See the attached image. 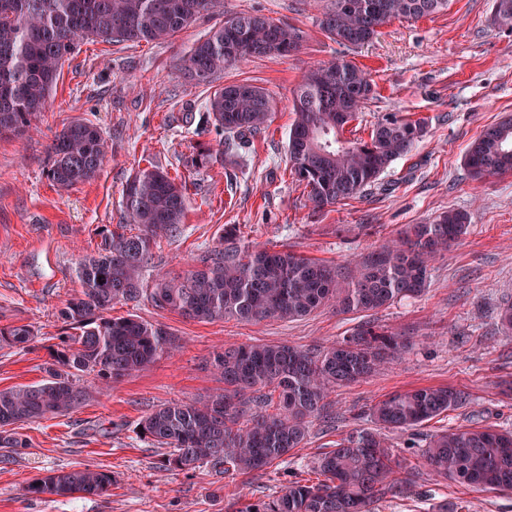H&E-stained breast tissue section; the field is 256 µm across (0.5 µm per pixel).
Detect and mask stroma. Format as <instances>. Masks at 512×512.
<instances>
[{
	"label": "stroma",
	"instance_id": "1",
	"mask_svg": "<svg viewBox=\"0 0 512 512\" xmlns=\"http://www.w3.org/2000/svg\"><path fill=\"white\" fill-rule=\"evenodd\" d=\"M327 0H224L223 15L205 16L162 43L85 42L65 60L47 107L20 136L0 137V327L27 325L24 349L0 347V390L45 379L65 324L61 311L80 289V259L100 247L123 215V190L141 168L156 165L182 180L186 211L176 237L153 250L145 280L181 274L198 254L236 225L241 245L287 248L341 267L396 238L409 224H428L449 210L470 216L466 235L438 254L424 293L376 311L339 313L325 307L304 318L245 323L198 322L160 310L148 299L118 303L112 316L134 315L164 326L179 350L116 382L91 374L75 412L24 424L29 446L0 461V512H237L245 503L308 477L325 447L357 428L385 396L450 386L464 395L457 409L418 427L390 433L394 453L417 472L425 493L408 502L389 498L376 512H430L445 500L460 512H512V492L481 490L425 474L418 445L464 426L512 429V333L499 312L512 302V174L473 179L465 165L481 131L512 114V25L495 16L496 0H450L447 10L383 25L372 42L345 48L318 19ZM235 13L287 21L306 33L288 57L251 58L225 69L214 85L179 71L197 40ZM345 59L368 72L373 98L345 127L346 138L369 139L373 124L394 112L422 119L426 133L394 161L377 184L345 202L314 209L286 153L293 92L316 65ZM248 82L275 101L268 126L240 158L200 162L197 136L182 120L220 88ZM77 119L98 125L109 145L97 177L64 190L47 175V147ZM369 321L401 336L405 353L367 379L331 395L336 420L314 419L306 441L287 463L265 474L218 475L203 466L185 474L164 469L163 449L139 435L151 410L194 402L222 388L211 362L224 347L288 342L324 348ZM111 472L108 494L26 496L27 482L54 469Z\"/></svg>",
	"mask_w": 512,
	"mask_h": 512
}]
</instances>
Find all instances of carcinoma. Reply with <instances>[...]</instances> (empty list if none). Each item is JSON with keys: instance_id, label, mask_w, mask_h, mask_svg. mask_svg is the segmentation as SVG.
Here are the masks:
<instances>
[{"instance_id": "obj_1", "label": "carcinoma", "mask_w": 512, "mask_h": 512, "mask_svg": "<svg viewBox=\"0 0 512 512\" xmlns=\"http://www.w3.org/2000/svg\"><path fill=\"white\" fill-rule=\"evenodd\" d=\"M222 6L221 0H0V135H21L46 108L62 62L81 41L141 43L166 40ZM448 8V0H330L320 28L336 43L370 42L384 24L416 20ZM304 31L288 22L241 13L197 41L181 69L210 85L224 69L248 58L286 57L300 49ZM211 95L205 109L186 113L199 134H214L219 152L236 154L264 128L275 103L264 89L235 83ZM370 75L338 58L313 68L293 93L287 152L291 169L316 208L335 205L374 185L425 131L421 120L394 114L373 125L370 139L347 140L345 126L373 97ZM106 156V140L90 121H76L55 135L48 149V176L61 188L94 180ZM471 176L512 173V117L485 128L469 145ZM186 209L183 185L158 167L141 169L124 192V223L104 237L97 253L77 267L79 294L62 311L75 333L60 337L62 350L45 368L48 378L0 390V457L28 447L20 425L66 416L85 401L75 383L82 373L118 380L178 348L163 327L132 315L112 317L118 302L143 296L155 307L199 322L234 317L244 321L295 320L334 301L344 312L382 308L421 294L428 263L469 226L468 214L450 210L431 224H412L402 238L363 257L350 283L336 288V266L286 249L241 247L236 229L198 255L195 265L149 286L143 271L161 239L177 235ZM133 227L137 232H126ZM27 325L0 328V344L27 347ZM399 337L370 325L315 351L280 343L229 346L213 359L224 391L199 403L173 401L139 422L155 448L167 449L162 466L188 473L203 465L219 474H250L286 462L306 440L312 419H332L331 392L356 383L399 356ZM461 392L426 387L386 396L369 416L379 430L355 429L312 461L322 480L288 481L278 494L247 503L237 512H374L390 494L409 496L416 486L399 476L386 433L415 430L456 409ZM437 476L474 487L512 492V429L466 427L432 434L421 449ZM25 487L29 495H102L112 475L89 468L52 470Z\"/></svg>"}]
</instances>
